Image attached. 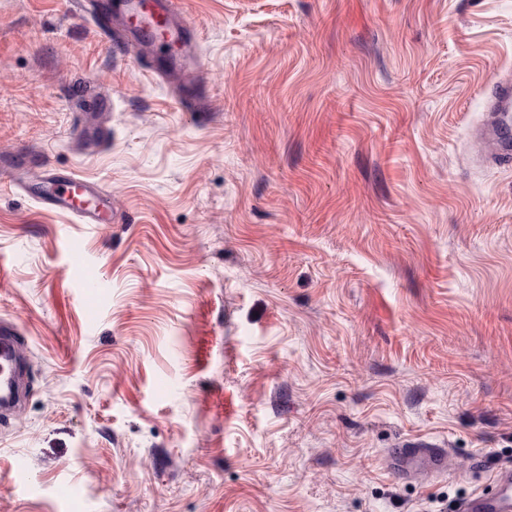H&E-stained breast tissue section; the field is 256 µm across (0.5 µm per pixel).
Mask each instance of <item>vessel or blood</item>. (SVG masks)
I'll return each instance as SVG.
<instances>
[{
  "mask_svg": "<svg viewBox=\"0 0 512 512\" xmlns=\"http://www.w3.org/2000/svg\"><path fill=\"white\" fill-rule=\"evenodd\" d=\"M90 13L103 16L104 29H111L112 15L135 13L136 22L147 37L167 41L177 40L171 23L178 15L172 0H152L149 11H136L130 0H88ZM486 120L478 134L482 150L488 160L504 164L512 158V76H500L485 103ZM32 197L42 206L72 214L86 224H102L112 217V203L99 188L86 184L75 175L44 173L42 179L30 188ZM18 351L14 333L0 326V409L12 407L17 383ZM402 469L408 473L439 472L448 466L445 449L432 448L417 441H409L394 449ZM458 512H512V469L497 468L488 489H483L460 502Z\"/></svg>",
  "mask_w": 512,
  "mask_h": 512,
  "instance_id": "obj_1",
  "label": "vessel or blood"
}]
</instances>
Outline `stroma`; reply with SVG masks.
Here are the masks:
<instances>
[{"mask_svg": "<svg viewBox=\"0 0 512 512\" xmlns=\"http://www.w3.org/2000/svg\"><path fill=\"white\" fill-rule=\"evenodd\" d=\"M182 8L174 66L0 0V512H456L512 467V167L471 149L512 0ZM409 439L447 474L391 470ZM32 197L42 206L76 215L85 224L112 221V203L99 188L88 185L74 175L44 173L30 187ZM18 351L13 330L0 326V409L10 408L15 402Z\"/></svg>", "mask_w": 512, "mask_h": 512, "instance_id": "35a3bbf8", "label": "stroma"}]
</instances>
